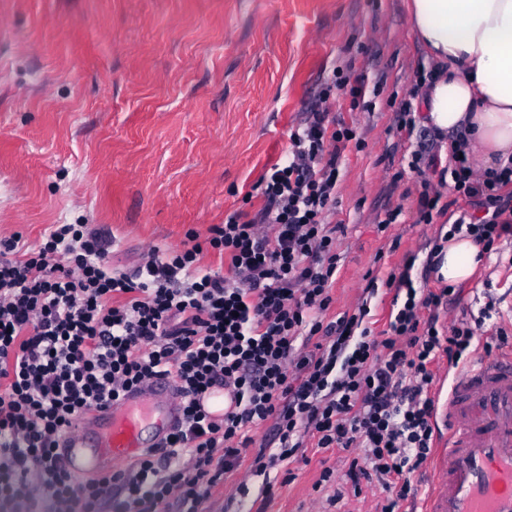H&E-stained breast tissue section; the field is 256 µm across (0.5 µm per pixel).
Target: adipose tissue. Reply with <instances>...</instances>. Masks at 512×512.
<instances>
[{
	"label": "adipose tissue",
	"mask_w": 512,
	"mask_h": 512,
	"mask_svg": "<svg viewBox=\"0 0 512 512\" xmlns=\"http://www.w3.org/2000/svg\"><path fill=\"white\" fill-rule=\"evenodd\" d=\"M417 40L433 65L417 118L448 144L456 135L477 170L512 164V0H410ZM438 279L470 280L482 260L469 237L445 243L435 260Z\"/></svg>",
	"instance_id": "1"
}]
</instances>
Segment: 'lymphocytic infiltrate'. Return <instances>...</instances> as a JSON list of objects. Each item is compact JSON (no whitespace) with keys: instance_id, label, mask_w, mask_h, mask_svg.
<instances>
[{"instance_id":"1","label":"lymphocytic infiltrate","mask_w":512,"mask_h":512,"mask_svg":"<svg viewBox=\"0 0 512 512\" xmlns=\"http://www.w3.org/2000/svg\"><path fill=\"white\" fill-rule=\"evenodd\" d=\"M356 138L353 126L311 109L286 159L261 178L257 213L231 214L205 244L151 254L132 274L113 271L107 244L84 224L51 225L30 249L20 234L1 237L0 488L65 512H100L116 487L128 512L169 502L201 512L237 472L266 480L308 449L360 448L353 485L380 482L375 512H402L435 447L434 368L468 363L478 336L468 323L440 321L455 290L415 287L413 254L388 279L386 329L373 327L371 281L355 308L328 318L342 232L328 218ZM465 151L450 153V191L474 210L448 233L488 256L512 233V167L478 173ZM207 249L225 272L203 269ZM157 377L171 378L179 399L163 443L78 481L62 436ZM215 390L227 398L220 418L200 404ZM267 422L274 447H252L249 429Z\"/></svg>"}]
</instances>
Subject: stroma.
I'll use <instances>...</instances> for the list:
<instances>
[{
  "label": "stroma",
  "mask_w": 512,
  "mask_h": 512,
  "mask_svg": "<svg viewBox=\"0 0 512 512\" xmlns=\"http://www.w3.org/2000/svg\"><path fill=\"white\" fill-rule=\"evenodd\" d=\"M408 0H0V237L36 245L54 224H86L109 244L114 270L187 244L236 211L262 204V176L316 104L361 141L341 164L335 222L344 226L332 314L353 308L366 275L386 322V281L405 254L415 283L438 287L426 259L466 209L417 220L412 153L438 154L422 125L397 130L401 100L430 62ZM364 78V106L327 90L336 67ZM395 224L379 230L387 210ZM440 319L503 328L512 348V234ZM354 449L271 471L237 492L217 486L203 512H371L379 483L354 494ZM333 476L321 483L323 466Z\"/></svg>",
  "instance_id": "35a3bbf8"
}]
</instances>
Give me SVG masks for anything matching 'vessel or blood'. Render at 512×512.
I'll return each instance as SVG.
<instances>
[{"mask_svg": "<svg viewBox=\"0 0 512 512\" xmlns=\"http://www.w3.org/2000/svg\"><path fill=\"white\" fill-rule=\"evenodd\" d=\"M175 410L155 412L136 395L108 412L96 440L74 429L63 440L69 471L102 472L107 462L146 448L147 434L162 438ZM442 420L423 512H512V353L455 373Z\"/></svg>", "mask_w": 512, "mask_h": 512, "instance_id": "b4317fda", "label": "vessel or blood"}]
</instances>
